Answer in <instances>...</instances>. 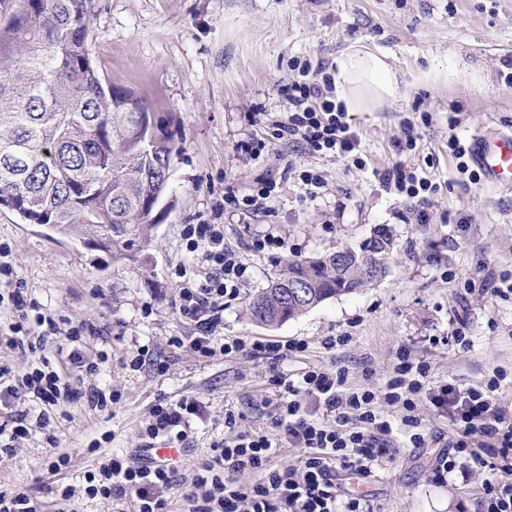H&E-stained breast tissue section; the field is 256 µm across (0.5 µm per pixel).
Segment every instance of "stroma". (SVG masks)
Returning a JSON list of instances; mask_svg holds the SVG:
<instances>
[{
  "label": "stroma",
  "mask_w": 512,
  "mask_h": 512,
  "mask_svg": "<svg viewBox=\"0 0 512 512\" xmlns=\"http://www.w3.org/2000/svg\"><path fill=\"white\" fill-rule=\"evenodd\" d=\"M90 29L99 72L175 132L170 190L155 210L151 245L121 261L0 207V243L11 250L25 298L62 328L93 322L97 334L79 347L100 361L96 373L78 371L52 337L33 352L17 348L6 336L11 306L0 305V364L21 375L48 359L80 393L47 428H33L13 455L0 457V491L25 492L38 512H112L110 501L85 494L88 472L107 453L141 447V428L157 399L195 395L206 414L191 445L179 451V487L170 496L172 512H186L190 479L223 437L225 412L234 413L239 430L264 427L274 410L273 374L343 367L351 388L377 391L404 349L430 366L417 406L428 433L449 431L428 396L444 384L482 390L496 381V397L512 412V292L502 295L485 283L512 277V191L481 176L469 179L448 150L453 137L467 147L476 134L512 131V0H91ZM354 44L389 53L405 71L451 59L459 70L451 82L404 86L378 111L351 113L362 169L272 137L273 119L289 110L293 60L331 63ZM406 122L417 136L412 151L402 133ZM249 140L267 142L259 158L241 152ZM399 165L422 167L436 183L430 204L384 186L381 173ZM309 169L325 181L313 198L298 179ZM268 176L280 184L269 207L228 210L220 218L248 280L224 300L219 340H302L306 349L277 363L243 353L198 358L172 343L194 333L175 312L174 271L196 266L182 228L210 219L225 189L241 195ZM378 228L391 232L393 245L376 284L277 327L248 318V301L288 259L358 246ZM265 234L285 238L287 249L252 250V238ZM141 347L149 353L132 368ZM155 359L167 364L165 374L155 372ZM93 388L117 390L111 412L89 408ZM441 452L434 442L410 447L396 433L379 466L368 474L338 471L336 488L367 496L376 512H473L489 469L463 455L452 472L437 476ZM62 453L68 467L51 472L50 458ZM65 486L73 498L59 495Z\"/></svg>",
  "instance_id": "stroma-1"
}]
</instances>
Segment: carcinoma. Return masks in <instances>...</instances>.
<instances>
[{
  "mask_svg": "<svg viewBox=\"0 0 512 512\" xmlns=\"http://www.w3.org/2000/svg\"><path fill=\"white\" fill-rule=\"evenodd\" d=\"M174 152L173 131L94 65L88 0H0V198L75 240L107 239L112 258L129 259L149 244ZM385 244L393 239L381 228L344 248L355 257L344 268L334 252L289 261L250 299V318L279 326L370 286L363 266L385 270Z\"/></svg>",
  "mask_w": 512,
  "mask_h": 512,
  "instance_id": "cac0c4a2",
  "label": "carcinoma"
}]
</instances>
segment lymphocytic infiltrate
I'll return each instance as SVG.
<instances>
[{
  "label": "lymphocytic infiltrate",
  "instance_id": "f902f5d3",
  "mask_svg": "<svg viewBox=\"0 0 512 512\" xmlns=\"http://www.w3.org/2000/svg\"><path fill=\"white\" fill-rule=\"evenodd\" d=\"M295 67L300 78L287 89L290 108L275 123L276 138L299 140L313 152L348 159L355 167H363L360 138L343 104L336 101L329 65L307 60L296 62ZM381 179L399 194L424 204L436 192L431 179L414 167H395L384 172ZM277 188L275 179L263 178L246 194L227 191L213 205V223L187 224L182 229L197 265L192 271L181 268L175 272L179 288L175 310L197 331L190 347L198 357L210 358L219 351L227 355L244 352L256 359L279 362L305 348L301 341L282 345L235 340L219 348L213 344L224 327V300L238 292L246 274L239 255L225 246L224 227L216 219L228 209L252 211L266 206L276 197ZM24 290L18 282L9 295L0 294V303L10 302L16 312V320L10 325L14 345L21 347L31 340L41 343L61 334L73 344L71 365L95 372L96 363L88 361L75 346L82 336L95 333V325L83 322L64 330L51 315L40 311L29 314ZM428 374L426 361L416 362L403 354L380 394L350 389L348 372L343 368H312L294 379L277 377L275 411L268 430L237 431L234 414L225 413L224 426L229 434L212 444L210 456L193 475L192 490L186 496L189 512H374L368 499L337 495L336 471L370 469L389 447L393 427L376 408L381 398L401 405V423L409 430L411 446L427 447L430 438L415 414V399ZM495 389L491 382L486 390H472L463 396L448 385L435 399L453 428L446 441L449 452L440 456L438 473L453 471L457 455L468 453L479 467L507 475L503 481L485 482L475 512H512V415L495 397ZM76 395L67 375L52 366L32 368L19 379L12 378L9 368L0 366V452L13 454L16 440L29 431V421L43 428L49 426L56 408L72 402ZM23 399L39 405L37 417L19 409ZM310 399L319 403L321 418L308 414L306 402ZM204 413V403L194 396L157 400L142 434L151 441L187 442ZM288 447L303 450L300 466L269 469L271 456ZM242 470L258 473V480L246 485L237 483L233 475ZM175 474L172 460L145 463L127 454H116L99 464L97 474L87 476L85 492L116 506L134 500L137 512H170L169 492L176 483Z\"/></svg>",
  "mask_w": 512,
  "mask_h": 512
}]
</instances>
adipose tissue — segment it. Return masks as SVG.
Instances as JSON below:
<instances>
[{
    "mask_svg": "<svg viewBox=\"0 0 512 512\" xmlns=\"http://www.w3.org/2000/svg\"><path fill=\"white\" fill-rule=\"evenodd\" d=\"M335 65L336 99L343 102L350 112L376 110L395 99L406 80L416 83L448 82L458 75V67L452 62L427 72L414 73L408 78L386 53L364 45L349 47L336 58Z\"/></svg>",
    "mask_w": 512,
    "mask_h": 512,
    "instance_id": "obj_1",
    "label": "adipose tissue"
}]
</instances>
